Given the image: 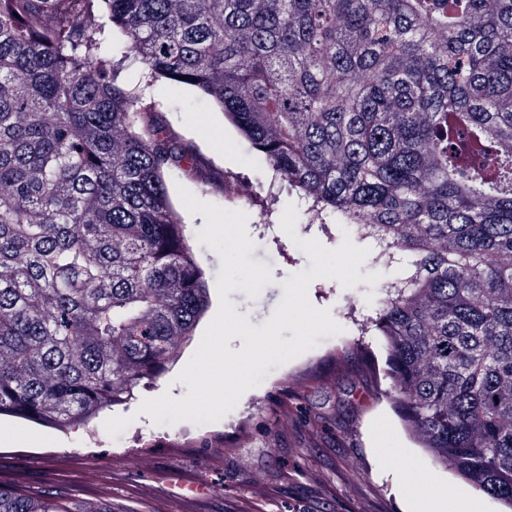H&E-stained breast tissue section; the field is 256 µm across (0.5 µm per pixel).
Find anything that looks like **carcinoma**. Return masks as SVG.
Listing matches in <instances>:
<instances>
[{"mask_svg": "<svg viewBox=\"0 0 512 512\" xmlns=\"http://www.w3.org/2000/svg\"><path fill=\"white\" fill-rule=\"evenodd\" d=\"M323 224L400 276L376 330L436 465L512 512V0H105ZM95 0H0V415L85 425L189 342L182 155ZM0 512H74L0 481Z\"/></svg>", "mask_w": 512, "mask_h": 512, "instance_id": "obj_1", "label": "carcinoma"}]
</instances>
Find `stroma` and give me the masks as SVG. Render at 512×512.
<instances>
[{
    "mask_svg": "<svg viewBox=\"0 0 512 512\" xmlns=\"http://www.w3.org/2000/svg\"><path fill=\"white\" fill-rule=\"evenodd\" d=\"M111 49L125 60L122 80L141 86L155 101L160 124L193 156L188 169L169 171L167 188L204 272L210 301L205 321L219 307L222 261L199 241L206 220L182 204V187L220 207L228 190L247 200L254 244L248 258L268 267L272 281L257 296L236 289L227 298L251 326L263 327L284 297V281L312 269L298 239L334 249L345 228L319 223L210 99L190 86L146 77L121 40ZM290 204L297 210L291 236L277 228ZM308 298L329 310L340 333L317 336L314 348L268 366L260 385L218 421L158 424L139 410L149 398L188 394L177 377L199 346L194 340L178 349L161 376L88 425L41 426L1 417L0 479L36 496L68 499L76 512H408L409 485L432 480L466 489V482L424 457L400 416L399 395L386 376L384 339L373 326L381 288L318 278ZM340 345L349 356L337 357ZM114 416L130 423L112 436L104 423ZM391 448L415 459L408 482L387 464Z\"/></svg>",
    "mask_w": 512,
    "mask_h": 512,
    "instance_id": "obj_1",
    "label": "stroma"
}]
</instances>
